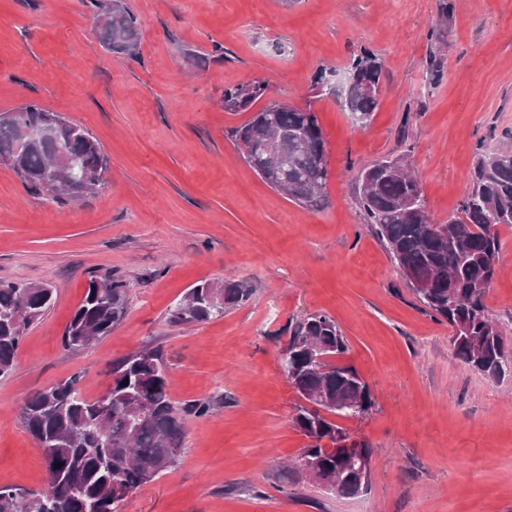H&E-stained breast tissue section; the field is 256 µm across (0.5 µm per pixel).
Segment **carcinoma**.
<instances>
[{"label": "carcinoma", "instance_id": "cac0c4a2", "mask_svg": "<svg viewBox=\"0 0 512 512\" xmlns=\"http://www.w3.org/2000/svg\"><path fill=\"white\" fill-rule=\"evenodd\" d=\"M100 43L116 54L138 48L136 19L110 0H93ZM349 112L364 127L378 107L383 65L364 49L349 65ZM266 84L256 80L224 89V107L240 111L259 100ZM52 126V137L28 145L10 168L33 195L53 203L76 201L105 185L108 159L103 146L83 126L29 102L0 119V159L19 148L21 129ZM245 162L273 189L303 205L324 198L329 177L326 143L315 112L284 103H268L234 131ZM64 150L95 174V184L73 180L54 195L45 192L49 157ZM408 164L385 158L358 171L359 205L365 219L389 252L417 300L453 328L455 354L485 377L506 376L507 351L501 325L486 303L498 275L493 259L502 247L499 229L512 227V149L478 154L461 215L436 224L418 178L404 173ZM130 284L111 274L90 279L62 336L63 347L80 353L107 336L126 315ZM250 290L239 282H200L188 288L171 308L167 324L185 327L224 316L247 300ZM48 285L0 280V376L15 367L25 330L54 303ZM348 350L336 320L325 312L296 322L288 341L291 385L303 404L293 425L309 442L300 467L320 486L355 496L360 486L357 462L327 449L345 429L333 418L365 416L374 406L369 385L355 367L334 358ZM101 398L79 396L77 380L68 378L28 395L20 419L38 441L56 435L45 456L49 484L39 493L0 486V512H120L125 500L175 465L185 448L187 421L211 412L207 401L180 407L171 400L170 366L157 347L144 346L109 371ZM314 405L308 410L305 404ZM145 414L132 413L136 406Z\"/></svg>", "mask_w": 512, "mask_h": 512}]
</instances>
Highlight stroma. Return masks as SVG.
I'll list each match as a JSON object with an SVG mask.
<instances>
[{
  "mask_svg": "<svg viewBox=\"0 0 512 512\" xmlns=\"http://www.w3.org/2000/svg\"><path fill=\"white\" fill-rule=\"evenodd\" d=\"M134 55L106 51L91 0H0V113L28 101L86 127L108 158L98 193L58 205L0 164V280L49 283L50 311L0 376V485L38 493L42 452L19 408L79 375L97 398L108 368L145 345L170 367L175 404L205 400L177 463L121 512H512V377L454 354L452 330L416 299L358 204L360 167L410 161L436 221L457 215L478 146L512 148V0H123ZM383 62L379 106L358 127L314 98L321 68L361 49ZM438 62L439 82L430 80ZM262 80L264 101L312 107L326 139L325 200L304 206L244 161L232 132L252 110L224 89ZM487 303L512 347V227L500 230ZM129 281L124 320L82 353L63 331L92 276ZM244 283L246 302L167 324L191 286ZM332 316L369 414L339 424L372 451L367 490L340 497L287 472L308 440L279 361L295 323Z\"/></svg>",
  "mask_w": 512,
  "mask_h": 512,
  "instance_id": "35a3bbf8",
  "label": "stroma"
}]
</instances>
